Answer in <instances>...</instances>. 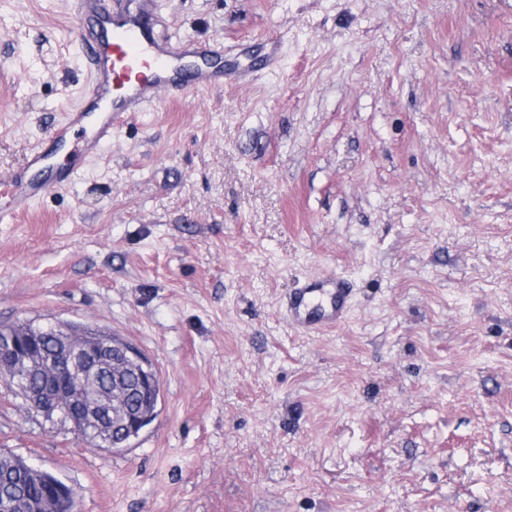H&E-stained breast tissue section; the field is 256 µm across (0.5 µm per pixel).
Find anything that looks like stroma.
<instances>
[{"label": "stroma", "mask_w": 512, "mask_h": 512, "mask_svg": "<svg viewBox=\"0 0 512 512\" xmlns=\"http://www.w3.org/2000/svg\"><path fill=\"white\" fill-rule=\"evenodd\" d=\"M71 15L0 0V175L79 99ZM154 30L241 83L0 224V324L132 343L157 416L92 448L0 374V451L80 512H512V0H158ZM316 276L353 297L309 334L284 300ZM121 354H123L127 360L140 367V369H138V375L142 405L146 407L153 404L156 399L157 387L159 386L158 374L153 373V370L148 366L136 349L122 347Z\"/></svg>", "instance_id": "1"}]
</instances>
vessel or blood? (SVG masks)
I'll return each mask as SVG.
<instances>
[{"label": "vessel or blood", "instance_id": "1", "mask_svg": "<svg viewBox=\"0 0 512 512\" xmlns=\"http://www.w3.org/2000/svg\"><path fill=\"white\" fill-rule=\"evenodd\" d=\"M153 14L154 0H74L73 19L90 78L79 105L54 123L48 140L0 177V224L13 223L34 202L70 187L78 175L71 156H96L115 128L148 105L230 80L223 47L190 37L155 38ZM350 300L342 278L314 280L290 294L288 320L308 330L331 328L345 320Z\"/></svg>", "mask_w": 512, "mask_h": 512}]
</instances>
